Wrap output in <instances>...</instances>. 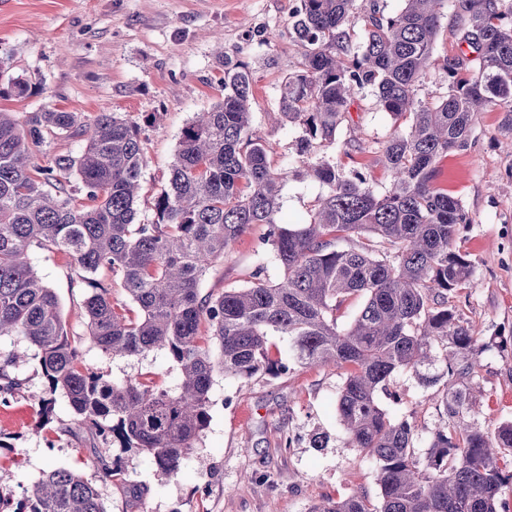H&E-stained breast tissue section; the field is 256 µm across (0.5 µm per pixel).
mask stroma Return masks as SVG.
<instances>
[{"label": "stroma", "instance_id": "obj_1", "mask_svg": "<svg viewBox=\"0 0 512 512\" xmlns=\"http://www.w3.org/2000/svg\"><path fill=\"white\" fill-rule=\"evenodd\" d=\"M297 0H0V88L14 78L31 89L22 98H0V109L35 112L54 107L68 112H115L142 122L146 167L141 195L150 200L165 182L182 129L216 103L221 92L220 55L248 63L253 78L252 128L269 147L274 170L288 171L280 205L289 223L308 221L326 188L304 178L311 165L330 163L359 173L385 191L390 185L380 145L392 118L371 91L359 94L351 118L336 141L298 148L302 130L281 122L279 89L300 66L302 46L288 33ZM444 16L432 63L419 87L435 102L448 93L441 67L456 39ZM157 112L159 124L145 123ZM505 114L494 107L478 113L475 143L449 153L439 183L457 196L470 222L456 248L472 266L466 288L453 303L483 347L477 383L482 391L476 422L492 430L512 420V135ZM266 228L257 224L236 249L217 262L202 283L221 292L247 285L255 271L271 279L278 270L258 243ZM30 262L60 299L64 320L83 362L114 380L150 375L176 390L179 369L166 353L118 358L90 343L83 303L89 290L61 253L32 249ZM24 384L8 405L0 404V492L21 495L44 470L66 468L97 489L107 512H307L326 498L360 488L377 497L375 464L348 447L336 400L341 383L332 366L298 367L276 377L250 379L215 371L210 421L172 477L160 475L141 452H119L96 444L79 430L66 398L50 396L36 359L14 366ZM415 374H394L384 409L416 426V448L425 452L442 417ZM52 414H45V401ZM322 436L324 447L312 444ZM291 448H283V437ZM121 457L126 481L102 478L99 461Z\"/></svg>", "mask_w": 512, "mask_h": 512}]
</instances>
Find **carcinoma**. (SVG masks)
I'll list each match as a JSON object with an SVG mask.
<instances>
[{"label": "carcinoma", "instance_id": "cac0c4a2", "mask_svg": "<svg viewBox=\"0 0 512 512\" xmlns=\"http://www.w3.org/2000/svg\"><path fill=\"white\" fill-rule=\"evenodd\" d=\"M356 2L298 0L288 32L304 47L303 60L281 82L280 116L302 126L305 152L334 143L357 95L373 89L394 119L382 146L392 181L379 193L358 173L312 166L306 175L327 192L304 224L281 216L288 173L271 168L254 135L252 74L241 60L221 56L223 98L183 128L143 220L138 121L115 112L0 111V337L35 349L50 394L67 397L76 421L124 451L147 453L167 475L208 426L215 369L249 379L334 365L342 370L337 413L348 446L376 461L380 496L353 491L309 512H509L512 422L489 432L470 421L482 349L452 304L472 274L453 249L469 217L436 180L442 158L473 144L475 113L503 108L512 131V0H404L394 14L374 3L360 41L347 27ZM449 4L456 46L442 63L448 94L427 102L417 91ZM58 138L85 145L77 155H51ZM255 224L267 227L263 244L279 277L258 270L244 287L202 294L208 270ZM341 239L352 246L336 248ZM34 248L68 256L91 289L84 309L96 346L119 358L166 352L179 367V390L151 376L111 380L83 364L56 293L29 262ZM105 270L125 299L97 278ZM356 294L364 305L338 325L336 311ZM275 335L288 342V358L272 354ZM440 359L445 368L430 372ZM13 364L0 363L4 403L20 386ZM399 371L433 389L446 418L422 456L415 427L379 402ZM0 512L107 510L91 482L53 468L19 498L0 494Z\"/></svg>", "mask_w": 512, "mask_h": 512}]
</instances>
